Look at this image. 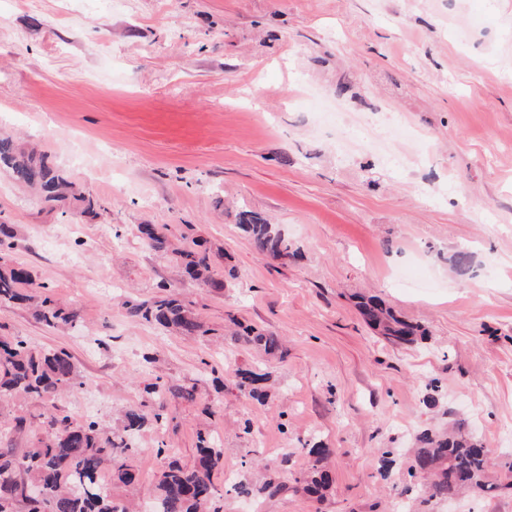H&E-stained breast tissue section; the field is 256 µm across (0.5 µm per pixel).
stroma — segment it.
I'll use <instances>...</instances> for the list:
<instances>
[{
    "instance_id": "35a3bbf8",
    "label": "stroma",
    "mask_w": 512,
    "mask_h": 512,
    "mask_svg": "<svg viewBox=\"0 0 512 512\" xmlns=\"http://www.w3.org/2000/svg\"><path fill=\"white\" fill-rule=\"evenodd\" d=\"M0 134L42 146L100 203L92 219L65 214L0 170L14 231L0 262L80 315L63 333L2 301L0 336L67 349L82 381L0 401V422L26 419L0 448L32 447L53 413L116 424L158 377L194 397L168 396L165 425L135 437L143 500L167 464L159 446L193 465L202 431L224 448V512H423L415 436L462 419L495 451L497 490L434 512H512V0H0ZM243 211L280 225L298 259L259 254ZM141 224L201 241L223 289L186 278ZM460 250L475 275L453 269ZM170 289L208 337L130 317L126 299ZM362 294L425 340L376 335ZM234 319L281 337L284 358L234 340ZM257 366L272 375L262 406L229 376ZM314 441L336 450L321 502L292 490ZM230 473L284 489L246 502Z\"/></svg>"
}]
</instances>
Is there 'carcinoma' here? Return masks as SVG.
Masks as SVG:
<instances>
[{
	"instance_id": "obj_1",
	"label": "carcinoma",
	"mask_w": 512,
	"mask_h": 512,
	"mask_svg": "<svg viewBox=\"0 0 512 512\" xmlns=\"http://www.w3.org/2000/svg\"><path fill=\"white\" fill-rule=\"evenodd\" d=\"M0 168L7 170L21 186L35 190L40 201L50 207L76 206L82 216L92 214L98 202L82 195L74 182L65 177L48 160L44 152L27 150L9 136H0ZM242 226L249 233L255 250L272 259L295 258L281 229L244 213ZM144 243L156 252L168 250L167 238L152 224L140 226ZM185 273L193 280L216 289L224 281L213 277L208 255L197 249L179 251ZM33 275L22 265L0 266V301L30 303L36 317L50 327L73 328L79 314L61 306L49 297L40 298L26 286ZM131 317L151 325L171 329L183 336L200 337L209 333L198 315L173 295L151 301L125 302ZM358 310L364 321L391 343H411L420 327L398 316L376 296L362 299ZM253 344L269 355L278 351V337L257 333L251 328L235 337ZM270 373L261 368H240L235 373V386L257 403L267 399L266 382ZM83 385L72 355L64 348L32 349L22 336L0 337V398L24 395L50 400ZM147 398L156 408L149 414L144 406L128 408L122 418V430L104 427L97 417L87 416L74 423L68 416L52 414L43 438L18 455L11 448H0V512H17L23 502L26 512H128L112 500V485L100 480L104 469L124 486L132 487L137 474L129 464L135 452L130 436L147 424L162 426V413L170 388L160 379L145 385ZM419 448L408 467L409 476L426 480L424 502L446 500L467 490L491 492L487 472L493 451L484 447L464 426L448 433L423 432L417 436ZM199 459L188 468L173 460L158 482V512H222L213 484L215 471L223 467L224 449L212 435L198 436ZM309 464L301 479L300 489L309 496L321 498L330 488L332 473L328 460L335 449L318 444L306 449Z\"/></svg>"
}]
</instances>
